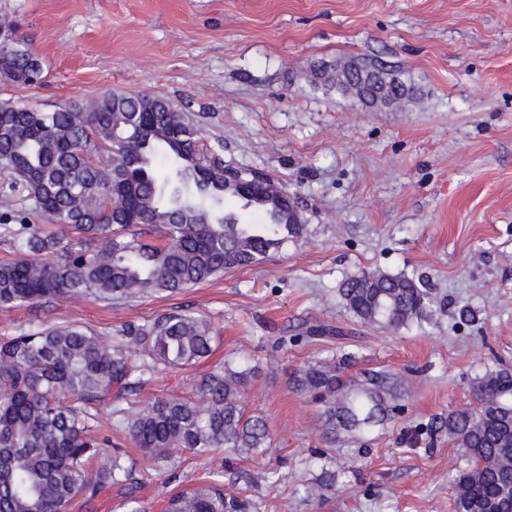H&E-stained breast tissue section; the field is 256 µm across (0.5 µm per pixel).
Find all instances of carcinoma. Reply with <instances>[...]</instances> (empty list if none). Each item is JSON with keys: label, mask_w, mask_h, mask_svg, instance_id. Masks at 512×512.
Instances as JSON below:
<instances>
[{"label": "carcinoma", "mask_w": 512, "mask_h": 512, "mask_svg": "<svg viewBox=\"0 0 512 512\" xmlns=\"http://www.w3.org/2000/svg\"><path fill=\"white\" fill-rule=\"evenodd\" d=\"M312 83L355 95L368 105L417 97L411 75L382 62H318ZM39 60L14 38L0 41V76L21 86L41 79ZM190 115L161 96L109 92L54 112L0 105L3 189L20 203L6 225L11 257L0 261V306L23 307L67 298L112 301L177 293L228 268L262 261L301 236L286 193L268 177L251 190L224 179V160L198 147ZM49 217L76 236L61 237L25 222ZM339 294L366 324L395 330L425 320L437 305L424 280L377 271L346 277ZM213 328L191 313L163 314L119 331L141 352L131 357L75 324L0 336V512H68L80 493L95 496L128 481L134 461L93 434L99 407L134 447L151 459L173 448L204 454L227 448L257 454L268 447L264 418L249 415L237 394L253 372L231 362L201 378L197 401L158 398L120 404L158 368L189 365L211 354ZM353 352L309 363L290 375L294 390L323 405V435L357 441L392 421L405 382L368 371L345 384L339 373ZM476 406L425 427L447 434L468 466L451 484L456 512H512V372L489 370L472 383ZM323 460L304 486L323 500L336 484V462ZM252 503L224 496L212 477L177 492L166 512H250Z\"/></svg>", "instance_id": "obj_1"}]
</instances>
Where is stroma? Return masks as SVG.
I'll use <instances>...</instances> for the list:
<instances>
[{"label":"stroma","instance_id":"1","mask_svg":"<svg viewBox=\"0 0 512 512\" xmlns=\"http://www.w3.org/2000/svg\"><path fill=\"white\" fill-rule=\"evenodd\" d=\"M4 25L43 78L22 88L0 77V104L52 112L107 91L164 96L191 114L201 148L265 170L304 217L302 236L259 264L178 294L0 307V335L77 324L111 337L173 311L206 316L211 355L157 371L139 402L198 399L201 375L228 360L255 369L239 402L265 418L266 453L180 451L156 465L104 416L102 436L138 467L129 488L77 497L69 512H123L129 493L164 512L210 473L252 512H454L449 486L465 462L420 426L473 407L476 377L512 370V0H0ZM351 56L409 70L421 101L368 107L309 84L311 62ZM361 270L427 278L448 306L409 329L361 323L337 296ZM465 305L477 322L460 320ZM317 326L341 336L274 345ZM349 351L344 379L385 370L409 383L393 421L363 443L328 444L321 405L289 377ZM320 450L342 470L326 501H307Z\"/></svg>","mask_w":512,"mask_h":512}]
</instances>
